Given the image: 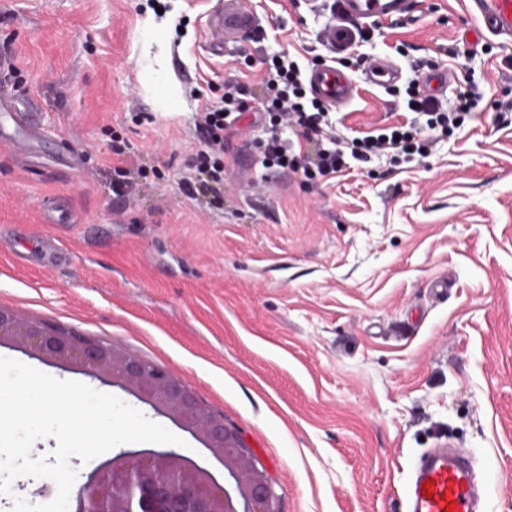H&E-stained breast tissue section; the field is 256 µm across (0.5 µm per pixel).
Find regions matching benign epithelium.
Returning <instances> with one entry per match:
<instances>
[{
    "label": "benign epithelium",
    "mask_w": 512,
    "mask_h": 512,
    "mask_svg": "<svg viewBox=\"0 0 512 512\" xmlns=\"http://www.w3.org/2000/svg\"><path fill=\"white\" fill-rule=\"evenodd\" d=\"M4 340L90 376L112 379L178 420L224 467L220 481L174 450L121 452L80 486L74 512H277L273 485L240 434L158 366L0 308Z\"/></svg>",
    "instance_id": "obj_1"
}]
</instances>
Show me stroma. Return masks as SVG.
Wrapping results in <instances>:
<instances>
[{
  "instance_id": "stroma-1",
  "label": "stroma",
  "mask_w": 512,
  "mask_h": 512,
  "mask_svg": "<svg viewBox=\"0 0 512 512\" xmlns=\"http://www.w3.org/2000/svg\"><path fill=\"white\" fill-rule=\"evenodd\" d=\"M466 0H411L347 68L338 137L424 124L407 89L444 70L452 109L482 94L427 158L382 155L319 180L267 172L250 116L224 133L221 207L183 177L198 112L228 79L261 98L263 60L327 62L334 0H246L258 23L217 35L218 0H0V87L39 115L25 158L0 145V307L155 364L223 416L269 475L278 512H403L428 448L466 449L482 512H512V45ZM388 56L382 89L362 64ZM147 175L112 190L113 136ZM447 281L448 290L432 285ZM116 395L224 469L120 386L0 344ZM400 78L397 65L387 57H380L369 65L365 73L367 83L375 87L386 88L394 85Z\"/></svg>"
}]
</instances>
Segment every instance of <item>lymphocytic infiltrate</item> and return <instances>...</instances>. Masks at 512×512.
<instances>
[{
	"label": "lymphocytic infiltrate",
	"instance_id": "1",
	"mask_svg": "<svg viewBox=\"0 0 512 512\" xmlns=\"http://www.w3.org/2000/svg\"><path fill=\"white\" fill-rule=\"evenodd\" d=\"M263 84L265 96L253 110L259 119L268 120L271 125L263 144L265 159L271 166L301 168L304 177L310 180L341 171L351 158L364 160L385 152L425 155L433 141L461 126L465 114L481 96L478 85H471L452 111L442 110L436 98L419 97L418 110L426 117L424 127L415 130L389 127L379 134L364 137L346 152L328 128L323 102L307 94L301 68L288 53L272 55ZM244 94L245 87L239 81H225L220 102L207 104L201 112L198 125L206 134V148L197 154L193 176L184 178L181 184L187 194H203L210 191L212 184L223 182L224 131L232 114L248 109ZM281 124L297 129L302 140L317 141L320 148L315 158L301 164L289 156L288 147L277 132Z\"/></svg>",
	"mask_w": 512,
	"mask_h": 512
}]
</instances>
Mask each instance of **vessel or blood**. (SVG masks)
Wrapping results in <instances>:
<instances>
[{"mask_svg":"<svg viewBox=\"0 0 512 512\" xmlns=\"http://www.w3.org/2000/svg\"><path fill=\"white\" fill-rule=\"evenodd\" d=\"M471 9L495 35L512 42V0H470ZM409 0H336V11L324 32L326 43L336 52L345 51L356 36L357 26L404 16ZM400 78L397 65L381 57L365 73L367 83L386 88ZM312 93L335 109L347 107L355 96L352 80L336 65L311 70L308 78ZM11 95L0 92V122H13L14 135L8 141L16 153L39 138L41 128L33 113L12 109ZM453 499L455 512H478L473 470L459 455L439 448L429 452L415 468L406 497V512H444L446 499Z\"/></svg>","mask_w":512,"mask_h":512,"instance_id":"obj_1","label":"vessel or blood"}]
</instances>
